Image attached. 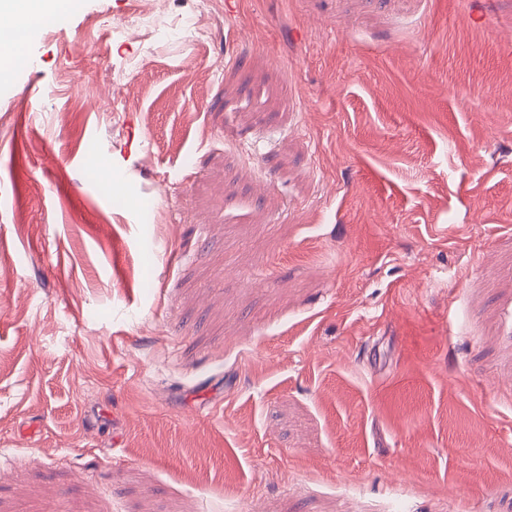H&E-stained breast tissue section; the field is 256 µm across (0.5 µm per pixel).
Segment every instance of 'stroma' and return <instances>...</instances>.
<instances>
[{
  "label": "stroma",
  "mask_w": 512,
  "mask_h": 512,
  "mask_svg": "<svg viewBox=\"0 0 512 512\" xmlns=\"http://www.w3.org/2000/svg\"><path fill=\"white\" fill-rule=\"evenodd\" d=\"M136 5L0 81V512H512V0Z\"/></svg>",
  "instance_id": "35a3bbf8"
}]
</instances>
